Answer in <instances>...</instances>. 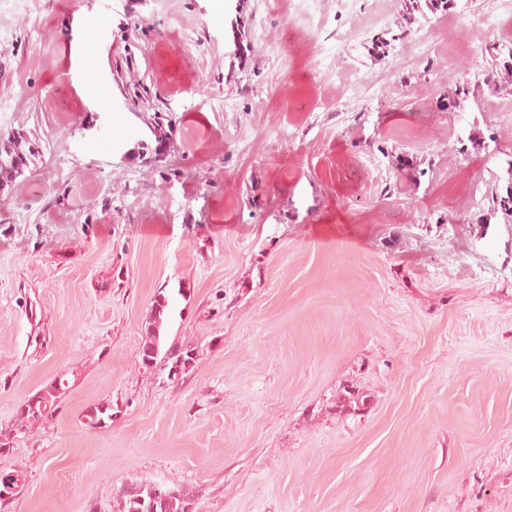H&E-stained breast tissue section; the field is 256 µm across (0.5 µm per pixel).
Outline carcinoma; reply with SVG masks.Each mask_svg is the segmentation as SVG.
I'll return each instance as SVG.
<instances>
[{
    "label": "carcinoma",
    "instance_id": "obj_1",
    "mask_svg": "<svg viewBox=\"0 0 512 512\" xmlns=\"http://www.w3.org/2000/svg\"><path fill=\"white\" fill-rule=\"evenodd\" d=\"M457 6L456 0H401V11L396 27L398 34L392 40H403L414 32L419 18L430 15H446ZM481 51L490 66L473 79L465 78L449 90L440 94L437 108L441 112H453L459 117L470 111V103L477 101L488 90L499 94L512 95V40L484 39ZM460 147L457 154L468 155V148L485 151L487 157L495 158L502 153L495 133L484 134L479 125L472 123L466 137H458ZM390 159L391 168L408 176L413 185L420 183L425 171L419 168L414 158L405 152L384 151ZM41 155L38 142L20 131H9L0 134V182L13 186L20 177H27L31 172L34 158ZM500 224H512V182L505 194L492 196V206L480 223L489 225L492 221ZM186 297L183 288H178L177 295L158 293L153 303L151 315L144 328V336L139 346L137 357L140 365L149 371L157 366L168 370L169 379H177L186 370L194 367L195 356L192 348L165 346V328L174 313L176 297ZM61 387L52 385L45 391L27 399L19 409V416L29 424L42 422L54 412V404L59 398ZM367 406V396L360 393L352 385L340 388L336 393V411L348 416L355 414ZM88 425L102 428L106 421L112 419V404H101L94 407L87 415ZM166 506L161 512H185L184 505L193 500L191 494L182 485L171 482L164 484ZM155 488L153 483L128 482L120 489L117 500V512H136V498L150 497Z\"/></svg>",
    "mask_w": 512,
    "mask_h": 512
}]
</instances>
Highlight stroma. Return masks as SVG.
<instances>
[{
	"label": "stroma",
	"mask_w": 512,
	"mask_h": 512,
	"mask_svg": "<svg viewBox=\"0 0 512 512\" xmlns=\"http://www.w3.org/2000/svg\"><path fill=\"white\" fill-rule=\"evenodd\" d=\"M212 3L0 0V131L43 151L0 194V474L22 476L0 512H114L133 479L178 482L195 512H512V230L475 222L512 176L493 159L454 179L468 128L436 108L485 57L420 48L436 16L369 56L401 0H317L322 36L285 51L292 0L223 19ZM77 13L99 34L88 61L125 62L121 83L73 86ZM152 111L172 126L163 160L133 155ZM469 116L512 148V95ZM162 289L185 290L166 334L196 353L176 382L137 358ZM58 382L53 418L21 423ZM345 384L362 413L337 414ZM105 402L111 422L88 427ZM386 155L390 159L392 169L406 174L413 185L417 186L420 183V177L425 174V171L419 168L412 156L396 150L387 151Z\"/></svg>",
	"instance_id": "1"
}]
</instances>
